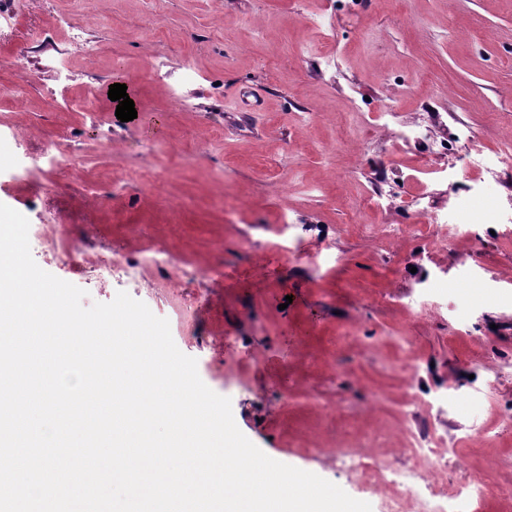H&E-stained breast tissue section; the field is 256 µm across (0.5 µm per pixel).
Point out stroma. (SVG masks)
<instances>
[{
	"label": "stroma",
	"instance_id": "1",
	"mask_svg": "<svg viewBox=\"0 0 512 512\" xmlns=\"http://www.w3.org/2000/svg\"><path fill=\"white\" fill-rule=\"evenodd\" d=\"M37 85L0 69V203L44 227L32 256L85 290L84 306L127 292L170 324L201 380L229 397L236 425L267 456L317 474L382 512L383 495L352 482L330 448L383 422L392 446L428 429L442 461L391 456L456 494L484 481V512H512V204L496 186L466 178L456 195L409 180L420 149L391 155L359 144L356 128L394 106L448 148L504 142L512 126V0H17ZM73 94L94 98L100 122L59 112L56 73L35 52L45 32L68 40ZM163 56L192 61L193 111L172 104L145 73ZM127 85L136 119L108 98ZM54 138L80 166L17 182L12 152L42 163ZM277 161L268 174L261 161ZM400 191L432 195L448 221L423 237L402 213L375 237L359 234L347 198L371 190L374 161ZM126 186L113 193L112 176ZM226 187L237 208L225 214ZM99 199L89 203L87 191ZM177 252L198 270L177 282L150 270L96 287L97 258L127 262L145 247ZM477 261L449 262V249ZM421 302V315L403 303ZM288 376L287 392L272 377Z\"/></svg>",
	"mask_w": 512,
	"mask_h": 512
}]
</instances>
